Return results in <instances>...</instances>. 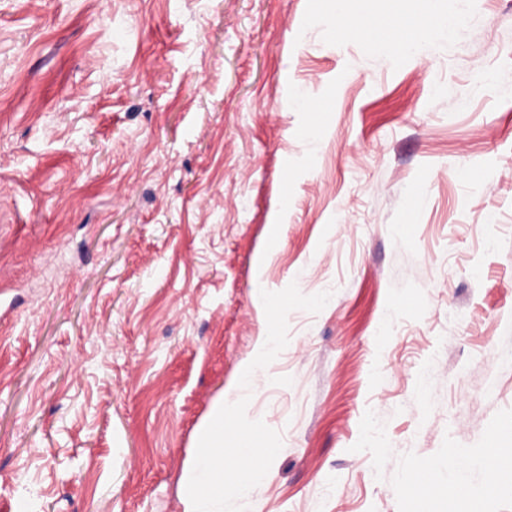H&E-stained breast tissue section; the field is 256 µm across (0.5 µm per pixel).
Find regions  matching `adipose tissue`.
Listing matches in <instances>:
<instances>
[{
	"label": "adipose tissue",
	"instance_id": "ef3b65f1",
	"mask_svg": "<svg viewBox=\"0 0 512 512\" xmlns=\"http://www.w3.org/2000/svg\"><path fill=\"white\" fill-rule=\"evenodd\" d=\"M443 2L417 0L412 16L400 18L391 11L376 18L367 12L352 10L349 0H329L336 17L337 40L380 43L402 56L423 53L428 36L445 41L455 36L458 19L448 13Z\"/></svg>",
	"mask_w": 512,
	"mask_h": 512
}]
</instances>
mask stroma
Segmentation results:
<instances>
[{
    "instance_id": "stroma-1",
    "label": "stroma",
    "mask_w": 512,
    "mask_h": 512,
    "mask_svg": "<svg viewBox=\"0 0 512 512\" xmlns=\"http://www.w3.org/2000/svg\"><path fill=\"white\" fill-rule=\"evenodd\" d=\"M423 56L322 0H0V512H182L213 400L288 316L247 512H407L512 432V0ZM325 103L323 119L300 101Z\"/></svg>"
}]
</instances>
